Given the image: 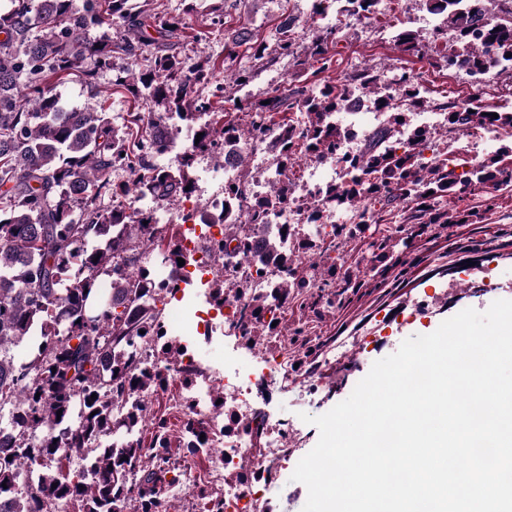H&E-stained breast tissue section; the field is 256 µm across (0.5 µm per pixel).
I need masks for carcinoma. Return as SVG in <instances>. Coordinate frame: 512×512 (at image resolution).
Instances as JSON below:
<instances>
[{"instance_id":"1","label":"carcinoma","mask_w":512,"mask_h":512,"mask_svg":"<svg viewBox=\"0 0 512 512\" xmlns=\"http://www.w3.org/2000/svg\"><path fill=\"white\" fill-rule=\"evenodd\" d=\"M225 2L209 0L211 25L224 26ZM331 3L359 20L381 15V0H318L314 15H324ZM488 3L500 0H426L428 10L443 18L439 35L446 39L453 32L458 45L442 56L448 68L465 66L467 75L480 77L493 57L512 68V10L498 16ZM105 26L124 29V36H90L91 29ZM292 26L280 24L278 54L301 73L310 70L316 77L332 70L340 28L323 27L300 51L288 37ZM185 28V18L153 12L150 0H85L80 9L75 0H8L0 7V428L22 441L36 438L23 452L0 451V499L12 500L14 512H128L135 503L140 512H170L178 476L168 474L179 466L171 461L167 419L154 413L142 419L125 404L137 393L150 398L169 384L159 369L134 371L137 341L152 340L169 362L178 356L158 309L168 291L151 279L146 264L156 250L171 266L184 257L177 234L160 223L158 212L192 194L199 154L244 140L274 156L271 196L254 192L243 163L224 181L228 207L212 218L224 225L221 264L251 258L253 231L267 223L270 205L292 201L287 172L299 160L334 158L342 172V179L323 184L298 206L310 224L321 223L326 212L347 217L331 236L296 241L297 251L314 257L298 258L285 248L282 234L267 238L263 259L280 273L274 293L252 295L229 322L247 342L272 329L278 310L296 306L321 321L346 302L349 290L363 286L331 257L339 245L365 239L370 269L382 276L400 266L401 250L424 235L482 221L483 212L451 211L442 206L444 198L462 199L490 185L512 187V143L461 172L437 144L439 135L490 125L512 132V108H491L476 96L465 106L437 103L448 128L438 134L421 127L402 138L409 113L429 106L426 89L405 71L384 80L362 69L353 84L381 92L373 104L385 123L366 135L358 152L340 155L349 130L333 114L346 84L324 79L275 90L268 104L240 101L236 109L246 123L220 122L208 92L215 65L206 58L187 69L176 50ZM224 49L229 58L251 62L234 74L238 86L249 82L266 57V48L236 30ZM117 56L133 63L143 58L148 65L136 77L119 73L112 84L135 100L164 107L168 120L198 125L199 143L177 151L164 142L162 124L141 112L126 113L121 133L99 104L62 101L56 86L64 78L74 76L93 89ZM164 151L175 152L176 165L152 162ZM116 169L130 174L131 185L112 181ZM131 191L151 205L138 209L118 201ZM107 196L114 199L108 207ZM400 202L410 205L406 223L386 235L366 234L381 211ZM289 343L299 369L310 370L322 343L303 325L289 332ZM142 427L151 430L148 445L139 435L130 446L101 443L105 436ZM203 433L207 426L182 411L177 442L184 456L208 445ZM76 453L90 465L92 479L63 468L62 459ZM196 496L205 512H224V500L208 487H198Z\"/></svg>"}]
</instances>
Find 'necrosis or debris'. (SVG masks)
<instances>
[{"label": "necrosis or debris", "instance_id": "4bbe7bcc", "mask_svg": "<svg viewBox=\"0 0 512 512\" xmlns=\"http://www.w3.org/2000/svg\"><path fill=\"white\" fill-rule=\"evenodd\" d=\"M341 113L352 118L358 131L357 136L342 144L343 152L349 154L356 151L361 133L384 121L383 114L374 111L366 95L358 92L346 95ZM308 169L307 179L298 183L293 191L294 204L274 208L268 217L269 227H257L255 238H262L267 229L277 230L285 225L289 226L292 235L302 238L314 239L329 232V225L304 223L296 203L309 198L311 191L319 186V174L338 175L339 167L335 161L327 159L309 161ZM223 208L224 193L220 190L209 194L205 203H188L186 210L190 220L181 239V248L188 263L156 276L160 285L181 289L173 303L164 308L162 324L165 334L181 341L185 354L175 363L162 362L154 344L144 340L138 345V366L142 369L157 368L183 380V393L175 400L174 409L190 408L196 418L210 423L209 445L215 450L216 464L203 477L186 473L177 488L178 494L186 495L205 484L222 492L224 512H268L267 503L257 496L255 489L267 481L285 459L296 453L299 437L293 423L267 418L265 444L271 447L272 452L259 455L254 451V422L262 404L271 398L274 391L298 385L314 391L318 389L320 379L317 373L302 376L295 370L287 337L271 336L267 341L250 345L227 329L228 319L241 309L243 299L232 296L219 304L206 298L204 287L216 278L246 283L252 291L260 293L272 292L276 281L272 268L262 267L256 260L216 267L215 257L223 248L224 227L201 222L199 214L204 210L218 212ZM218 333L224 336L223 368L211 366L207 370H199L194 344L198 337L210 340ZM219 393L224 396V413L220 416L214 409L215 396ZM229 471L240 473V480L226 483L224 475Z\"/></svg>", "mask_w": 512, "mask_h": 512}]
</instances>
